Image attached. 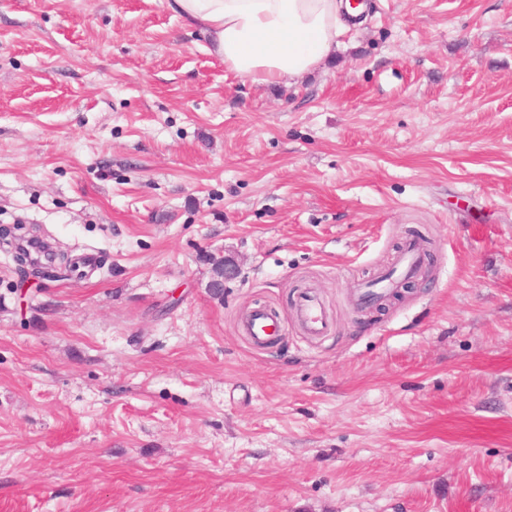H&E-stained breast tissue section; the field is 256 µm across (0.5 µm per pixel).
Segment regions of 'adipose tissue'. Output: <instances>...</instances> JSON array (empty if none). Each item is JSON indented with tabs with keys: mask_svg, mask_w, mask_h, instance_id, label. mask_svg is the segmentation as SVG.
I'll use <instances>...</instances> for the list:
<instances>
[{
	"mask_svg": "<svg viewBox=\"0 0 512 512\" xmlns=\"http://www.w3.org/2000/svg\"><path fill=\"white\" fill-rule=\"evenodd\" d=\"M241 78L297 80L335 50L355 11L348 0H165Z\"/></svg>",
	"mask_w": 512,
	"mask_h": 512,
	"instance_id": "adipose-tissue-1",
	"label": "adipose tissue"
}]
</instances>
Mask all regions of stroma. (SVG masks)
I'll use <instances>...</instances> for the list:
<instances>
[{
  "mask_svg": "<svg viewBox=\"0 0 512 512\" xmlns=\"http://www.w3.org/2000/svg\"><path fill=\"white\" fill-rule=\"evenodd\" d=\"M342 42L254 82L164 0H0V227L56 254L0 246V512H512V0ZM421 262L422 258L415 244L409 245L400 255L393 271L383 276V279L379 282L380 288H371L372 292H359L357 301L362 302L368 293L380 294L387 292L399 280L415 274ZM295 311L309 336L319 338L326 335L329 318L323 310L320 298L313 291H305L299 296ZM246 333L255 344H258L267 341L271 336L279 335L280 326L278 321L271 318L268 309L255 308L251 312Z\"/></svg>",
  "mask_w": 512,
  "mask_h": 512,
  "instance_id": "stroma-1",
  "label": "stroma"
}]
</instances>
